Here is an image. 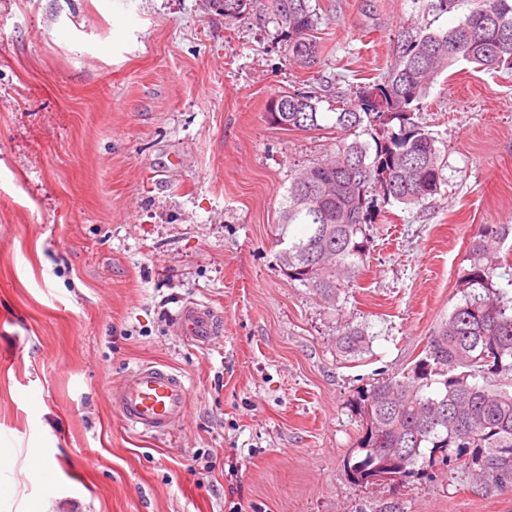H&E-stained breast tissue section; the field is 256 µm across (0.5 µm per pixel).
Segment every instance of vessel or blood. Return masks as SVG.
<instances>
[{"instance_id":"1","label":"vessel or blood","mask_w":512,"mask_h":512,"mask_svg":"<svg viewBox=\"0 0 512 512\" xmlns=\"http://www.w3.org/2000/svg\"><path fill=\"white\" fill-rule=\"evenodd\" d=\"M176 327L186 340L211 345L215 338V313L199 304L184 307ZM190 396L185 375L175 368L144 362L129 371L112 389V409L131 431L143 436L170 434L184 418Z\"/></svg>"}]
</instances>
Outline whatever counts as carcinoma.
Instances as JSON below:
<instances>
[{"instance_id":"carcinoma-1","label":"carcinoma","mask_w":512,"mask_h":512,"mask_svg":"<svg viewBox=\"0 0 512 512\" xmlns=\"http://www.w3.org/2000/svg\"><path fill=\"white\" fill-rule=\"evenodd\" d=\"M224 18L234 19L253 0H212ZM441 15L459 0H424ZM469 10L446 30L402 31L395 63L381 81L358 91L334 112L330 128L342 134L332 153L294 177L278 224L288 239L283 262L292 281L337 304L353 285L370 253L368 225L393 203L418 205L441 193L446 162L437 140L415 120L428 89L460 61L485 71L512 73V0H468ZM268 9L288 50L303 67L319 62L321 37L311 0H268ZM319 100L306 92H281L267 107L288 129H324ZM372 141L348 136L359 127ZM301 225L299 237L288 230ZM512 234L509 224H481L470 241L458 287L462 299L429 337L424 355L397 378L382 377L358 393L351 407L363 435L345 472L361 484L404 482L425 473L418 464H461L481 483L512 488V298L496 292L499 252ZM370 336L344 326L336 337L340 356L355 360L367 352Z\"/></svg>"}]
</instances>
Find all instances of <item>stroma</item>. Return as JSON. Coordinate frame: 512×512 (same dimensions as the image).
I'll return each instance as SVG.
<instances>
[{
	"label": "stroma",
	"instance_id": "1",
	"mask_svg": "<svg viewBox=\"0 0 512 512\" xmlns=\"http://www.w3.org/2000/svg\"><path fill=\"white\" fill-rule=\"evenodd\" d=\"M311 4L322 54L304 69L266 0L230 20L211 0H0V512H39L34 458L55 512H512V490L457 464L366 487L344 468L353 398L420 358L478 226L512 225V74L461 62L432 83L418 117L447 184L378 215L369 263L329 305L284 273L278 222L335 140L271 124L267 103L309 91L335 111L380 80L399 29H448L469 4ZM196 302L215 345L176 330ZM348 323L372 338L351 361ZM144 361L190 384L161 439L112 410Z\"/></svg>",
	"mask_w": 512,
	"mask_h": 512
}]
</instances>
